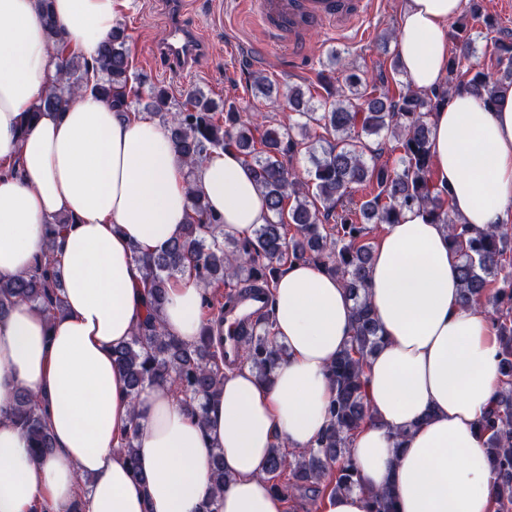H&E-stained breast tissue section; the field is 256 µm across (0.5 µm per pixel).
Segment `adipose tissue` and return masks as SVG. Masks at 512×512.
Listing matches in <instances>:
<instances>
[{"instance_id":"adipose-tissue-1","label":"adipose tissue","mask_w":512,"mask_h":512,"mask_svg":"<svg viewBox=\"0 0 512 512\" xmlns=\"http://www.w3.org/2000/svg\"><path fill=\"white\" fill-rule=\"evenodd\" d=\"M40 0H0V276L28 272L46 247V225L71 222L57 242L65 311L48 319L19 301L0 316V512H204L211 462L224 455L221 512H287L266 460L273 449H309L328 423V369L350 346L353 301L340 278L308 261L288 264L272 290L273 336L287 359L265 379L225 373L197 422L167 388L126 393L112 349L146 315L139 258L179 237L197 189L225 236L252 237L271 213L233 148L214 151L194 176L165 127L130 121L91 92L28 129L20 116L59 74ZM118 0H50L67 50L95 56L118 22ZM463 0H405L395 39L416 90L448 75V22ZM430 177L449 208L485 228L512 222V87L492 109L460 92L428 118ZM19 173H12V163ZM458 259L445 225L419 209L386 225L372 254L368 298L383 346L365 367L373 417L356 431L357 485L328 495L325 512H369L392 489L397 512H494V473L482 422L502 386L491 318L464 306ZM165 330L193 343L206 324L193 277L171 281ZM23 388L48 417L51 454L35 458L6 414ZM136 430L140 478L119 447Z\"/></svg>"}]
</instances>
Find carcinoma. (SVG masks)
Listing matches in <instances>:
<instances>
[{"label": "carcinoma", "instance_id": "cac0c4a2", "mask_svg": "<svg viewBox=\"0 0 512 512\" xmlns=\"http://www.w3.org/2000/svg\"><path fill=\"white\" fill-rule=\"evenodd\" d=\"M48 41L56 46L63 34L40 0ZM466 28L454 38L459 54L448 57V83L431 93L402 87L394 96L388 88L361 91L365 80L354 69L345 77L349 94H336L314 106L299 87L288 94L295 123L259 131L260 124L244 117L234 107H219L200 93L189 96L178 108L170 107L168 92L154 87L148 107L167 128L174 149L187 166V177L212 152L226 146L236 148L251 167L254 182L266 199L272 219L254 230L249 241H231L219 230L205 198L190 191L192 214L182 234L156 255L141 256L146 290L147 315L131 339L112 350L131 395L151 384L168 387L198 417H204L205 402L224 380L223 341L214 340L205 329L186 344L162 328L160 313L168 284L188 269L206 288H226L224 299L205 296L212 309L211 321L224 322V308L253 291H261L267 306L248 334L242 336L238 365L245 364L265 378L286 354L285 346L273 340L271 288L287 263L305 260L338 276L354 301L355 335L351 346L330 365L335 396L329 406V423L315 446L287 455L274 449L266 463L276 478L287 472L313 492L321 485L332 491L350 490L356 484L351 462L352 438L371 417L365 393L364 366L382 342L381 325L369 305L366 282L372 260L370 225L396 224L405 209L419 207L435 224L448 227L452 249L458 256L461 300L478 306L494 321L501 343L500 369L504 387L487 415L482 432L486 436L495 471L493 496L497 512H512V269L506 270L512 254V224H497L474 230L450 212L449 191L430 183V127L427 117L445 104L456 91H468L483 106L491 107L498 93L512 86V35L494 37L497 70L472 71ZM60 78L50 85L31 112H24L20 126L29 127L42 111L63 107L74 94L92 91L129 119L140 101L143 81L133 75L126 48L125 29L116 27L89 61L82 56L62 57ZM317 125L332 139L314 138ZM381 135L394 138L401 155L396 167L378 164L369 139ZM305 152L311 167L302 178L287 165L286 158ZM371 182L377 194L362 203L354 200L358 186ZM69 217L59 215L47 224V247L30 271L0 278V316L17 301H25L52 318L64 312L61 283L54 274L55 242ZM8 414L26 434L37 457L51 452L52 439L38 399L25 389L15 391ZM137 429L121 442L133 477L137 468ZM211 476L216 494L224 490V456L214 455ZM371 512H394L390 492L372 497Z\"/></svg>", "mask_w": 512, "mask_h": 512}]
</instances>
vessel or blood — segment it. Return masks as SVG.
<instances>
[{
    "label": "vessel or blood",
    "instance_id": "vessel-or-blood-1",
    "mask_svg": "<svg viewBox=\"0 0 512 512\" xmlns=\"http://www.w3.org/2000/svg\"><path fill=\"white\" fill-rule=\"evenodd\" d=\"M370 0H252L251 6L268 43L287 49L290 55L300 53L306 36L315 28H329L341 33L355 28L369 11ZM198 28L178 22L168 29L162 51L168 63L186 67L198 49ZM246 322L245 315L235 311L224 319V361L238 360L237 331Z\"/></svg>",
    "mask_w": 512,
    "mask_h": 512
}]
</instances>
